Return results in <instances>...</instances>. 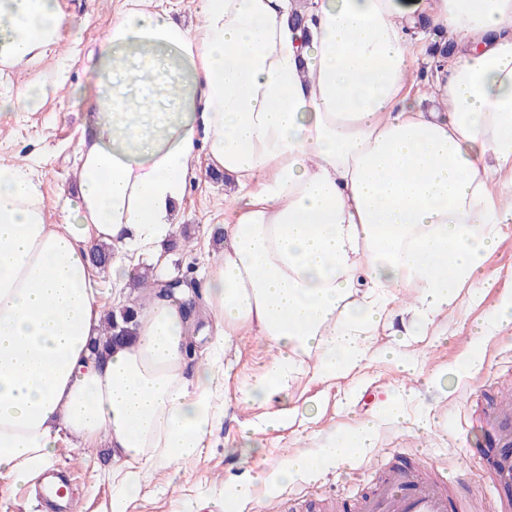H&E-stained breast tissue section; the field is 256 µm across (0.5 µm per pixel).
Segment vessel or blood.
<instances>
[{
    "label": "vessel or blood",
    "mask_w": 512,
    "mask_h": 512,
    "mask_svg": "<svg viewBox=\"0 0 512 512\" xmlns=\"http://www.w3.org/2000/svg\"><path fill=\"white\" fill-rule=\"evenodd\" d=\"M484 418L489 439L481 457L490 473L487 490L497 497V512H512V399L491 404ZM371 469L373 486L342 501L341 512H466L452 498L446 474L431 476L380 460Z\"/></svg>",
    "instance_id": "1"
}]
</instances>
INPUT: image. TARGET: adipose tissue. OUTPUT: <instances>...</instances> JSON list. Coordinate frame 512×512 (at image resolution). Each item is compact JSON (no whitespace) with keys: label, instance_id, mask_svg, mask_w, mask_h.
Here are the masks:
<instances>
[{"label":"adipose tissue","instance_id":"1","mask_svg":"<svg viewBox=\"0 0 512 512\" xmlns=\"http://www.w3.org/2000/svg\"><path fill=\"white\" fill-rule=\"evenodd\" d=\"M197 16L131 0L100 41L61 223L29 166L0 163V474L15 487L66 434L111 449L126 512L152 462L199 458L242 331L273 354L242 402L277 397L307 356L317 376L348 373L393 313L416 336L482 284L512 222V0H199ZM421 20L457 49L424 62L416 95ZM71 24L59 0H0V63L26 69ZM202 156L235 188L204 315L150 297L135 339L95 357L91 247H111L117 276L159 256ZM375 429L329 430L264 482L346 461Z\"/></svg>","mask_w":512,"mask_h":512}]
</instances>
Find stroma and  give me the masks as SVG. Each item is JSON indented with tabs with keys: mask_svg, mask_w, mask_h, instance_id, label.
Instances as JSON below:
<instances>
[{
	"mask_svg": "<svg viewBox=\"0 0 512 512\" xmlns=\"http://www.w3.org/2000/svg\"><path fill=\"white\" fill-rule=\"evenodd\" d=\"M60 3L80 23L79 40L63 38L56 53L28 70H0L2 97L18 84H38L58 71L65 76L63 89L43 100L37 110L20 104L0 110V162H23L33 169L55 221L60 213L54 204L76 185L79 140L93 121L82 104L94 83L90 52L127 7V0ZM232 192V184L210 173L205 160H198L175 218V241L162 260L138 261L134 272L123 277L113 276L111 265L93 267L103 310L120 303H141L136 276L143 272L162 280L188 272L204 278L217 250L208 229L223 223L225 200ZM486 274L490 286L482 302L449 307L408 346V354L416 361L415 375L383 356V348L394 344L395 338L391 327L379 328L368 360L348 375L322 380L313 379L308 371L295 375L285 390L288 413L280 425L247 441L240 437L241 428L261 425L278 404L240 402L242 390L266 371L271 355L258 336L238 337L223 359L226 414L219 428L206 440L197 461L149 467L127 512H224L225 496L237 479L276 467L292 449L317 447L328 429L345 431L361 416L378 420L372 448L310 478L258 485L255 499L240 503L238 512H273L264 504L269 495L304 506L321 498L351 496L370 487L374 459L391 458L396 448L406 459L448 473L455 481L456 496L481 491L486 477L476 454L485 445L481 414L493 396L512 392V330L479 336L473 327L485 319L490 305L512 293V223L501 225ZM396 410L401 420H392ZM421 419L428 420L429 432L418 431L416 423ZM86 453V448L68 437L55 449L51 471L71 490L65 512H112V483L107 478L112 454L109 449H98L88 463ZM0 512L56 510L41 487L16 489L1 477Z\"/></svg>",
	"mask_w": 512,
	"mask_h": 512,
	"instance_id": "35a3bbf8",
	"label": "stroma"
}]
</instances>
